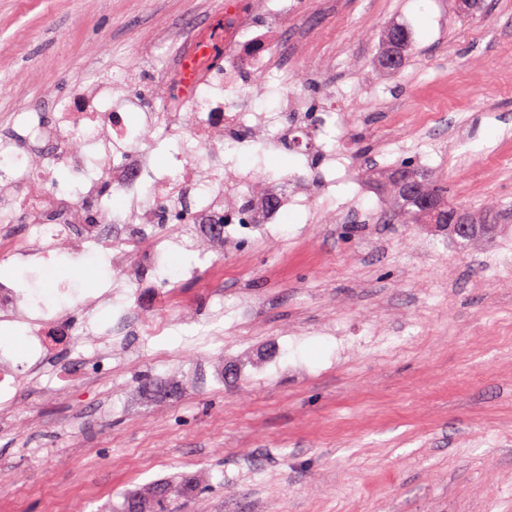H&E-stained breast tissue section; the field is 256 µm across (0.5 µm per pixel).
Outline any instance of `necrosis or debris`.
<instances>
[{"label":"necrosis or debris","mask_w":512,"mask_h":512,"mask_svg":"<svg viewBox=\"0 0 512 512\" xmlns=\"http://www.w3.org/2000/svg\"><path fill=\"white\" fill-rule=\"evenodd\" d=\"M228 22L223 28L224 56L211 61L209 28H202L181 47L176 63L166 67V83L158 101L116 95L112 80L96 82L94 88L73 91L55 106L52 120L30 112L17 123L15 131L0 136V157L16 163L0 169V180L21 189L22 210L0 208V253L26 254L48 259L61 241L80 238L83 242L123 256L116 268L117 280L127 287L131 298L156 301L157 313L143 317L151 332L164 331L169 312L185 313L192 308L190 298L174 291L147 290L149 276L159 273V258L142 255L140 242L161 237L163 242L182 245L178 217L186 203L198 198L202 206L194 212L197 233L221 244L239 236L253 235L261 224L278 223L290 208L309 205L308 179L299 173L277 178V191L256 189L254 173L240 174L225 182L218 174L223 168V152L211 148L213 134L225 141L249 147L263 138L279 147L315 142L317 130L306 121L303 98L285 97L275 115L248 107V90L262 81L269 69V56L278 41L277 26H256L250 0H224ZM141 110L156 128L178 126L188 130V141L207 148L205 162L186 155L174 173L158 176L149 150L129 149L130 110ZM99 154L109 163L100 175L90 173V157ZM72 175L70 188H59L53 179L56 165ZM118 195L138 218L129 227L104 208V192ZM24 222V237L11 233L12 224ZM15 289L0 283V321L22 320L27 325L29 349L34 364H41L67 338L77 347L86 339L100 343L96 356L110 359L111 348L103 340H119L125 334L126 319L107 330H99L94 310L99 298H90L81 307V320L63 310L29 316Z\"/></svg>","instance_id":"1"}]
</instances>
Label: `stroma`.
Returning <instances> with one entry per match:
<instances>
[{
    "label": "stroma",
    "instance_id": "35a3bbf8",
    "mask_svg": "<svg viewBox=\"0 0 512 512\" xmlns=\"http://www.w3.org/2000/svg\"><path fill=\"white\" fill-rule=\"evenodd\" d=\"M257 0L281 36L253 100L289 93L327 112L310 206L225 245L214 285L197 254L167 252L168 289L223 344L187 346L131 324L126 355L82 363L68 347L0 413V488L23 512H121L163 483L173 512H512V0ZM224 0H0V133L52 115L74 86L122 78L142 97ZM410 28L405 66L380 65L388 25ZM265 176L304 157L254 142L224 150ZM411 160L495 230L459 247L447 230L385 210L382 175ZM365 221H338L339 212ZM54 309L114 286L113 262L61 251L41 267L0 256ZM72 373L49 397L55 372ZM95 384H88V376ZM196 486L188 494L186 485Z\"/></svg>",
    "mask_w": 512,
    "mask_h": 512
}]
</instances>
